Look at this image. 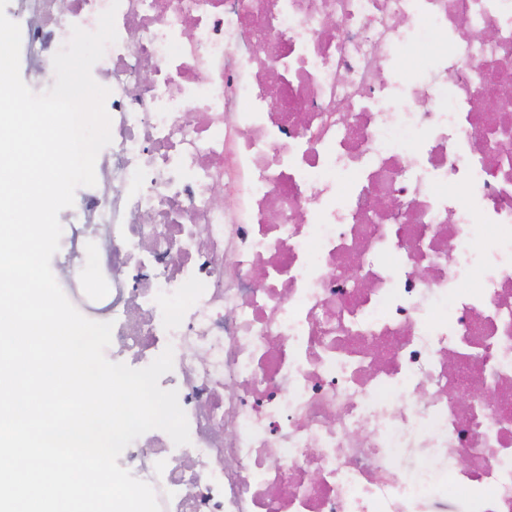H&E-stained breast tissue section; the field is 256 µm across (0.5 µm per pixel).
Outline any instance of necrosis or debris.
I'll return each mask as SVG.
<instances>
[{
  "instance_id": "1",
  "label": "necrosis or debris",
  "mask_w": 512,
  "mask_h": 512,
  "mask_svg": "<svg viewBox=\"0 0 512 512\" xmlns=\"http://www.w3.org/2000/svg\"><path fill=\"white\" fill-rule=\"evenodd\" d=\"M110 4L18 0L39 90ZM115 27L99 170L134 186L60 246L112 345L173 351L190 442L135 473L161 512H512V0H120Z\"/></svg>"
}]
</instances>
